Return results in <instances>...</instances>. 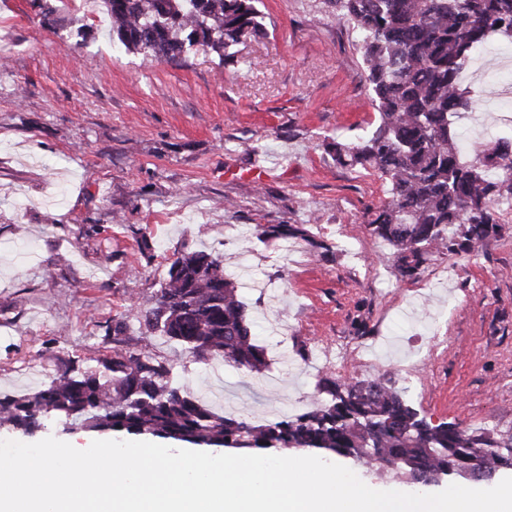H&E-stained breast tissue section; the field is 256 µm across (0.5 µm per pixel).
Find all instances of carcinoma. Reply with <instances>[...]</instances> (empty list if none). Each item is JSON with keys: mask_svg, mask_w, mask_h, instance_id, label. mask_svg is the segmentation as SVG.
Instances as JSON below:
<instances>
[{"mask_svg": "<svg viewBox=\"0 0 512 512\" xmlns=\"http://www.w3.org/2000/svg\"><path fill=\"white\" fill-rule=\"evenodd\" d=\"M257 0H103L112 37L126 50L170 63L203 50L231 59L242 33L262 29ZM358 35L378 123L355 142L328 144L336 162L372 170L388 197L367 213L368 233L392 248L402 280L420 277L431 256H463L500 238L512 213V137L465 158L455 121L473 90L461 73L496 39L512 43V0H330ZM265 237H304L295 224L256 225ZM198 360L220 358L248 372L266 365L264 347L224 260L202 251L173 255L153 304L134 314ZM112 354L82 369L68 364L44 388L0 395V430L31 435L65 429L125 432L206 448L311 450L378 469L411 484L467 479L512 469L500 442L420 414L380 380L320 379L326 400L254 422L219 414L183 385L173 365L122 337Z\"/></svg>", "mask_w": 512, "mask_h": 512, "instance_id": "cac0c4a2", "label": "carcinoma"}]
</instances>
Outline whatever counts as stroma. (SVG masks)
I'll return each mask as SVG.
<instances>
[{
  "mask_svg": "<svg viewBox=\"0 0 512 512\" xmlns=\"http://www.w3.org/2000/svg\"><path fill=\"white\" fill-rule=\"evenodd\" d=\"M263 27L230 61L178 64L117 47L102 0L44 26L37 0H0V392L42 388L61 364L111 354L116 322L174 363L217 412L260 421L318 399L325 360L359 342L421 413L512 437V223L464 257L401 280L366 212L379 174L337 164L326 142L368 135L378 114L362 54L329 0H259ZM463 120L486 143L512 134V46L467 67ZM299 224L307 239H267ZM328 252L317 250V243ZM221 254L239 283L262 372L194 360L133 314L174 253Z\"/></svg>",
  "mask_w": 512,
  "mask_h": 512,
  "instance_id": "35a3bbf8",
  "label": "stroma"
}]
</instances>
